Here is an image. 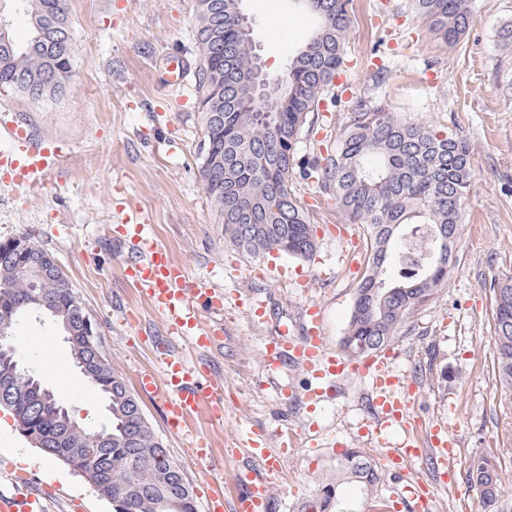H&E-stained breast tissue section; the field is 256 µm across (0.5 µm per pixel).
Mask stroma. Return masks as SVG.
I'll use <instances>...</instances> for the list:
<instances>
[{"instance_id": "35a3bbf8", "label": "stroma", "mask_w": 512, "mask_h": 512, "mask_svg": "<svg viewBox=\"0 0 512 512\" xmlns=\"http://www.w3.org/2000/svg\"><path fill=\"white\" fill-rule=\"evenodd\" d=\"M243 5L269 74H279L313 21L305 20L297 0ZM67 7L73 32L67 94L36 103L0 94V114L63 152L58 171L28 195L17 193L14 171L0 169V241L24 236L55 255L97 325L102 351L133 390L141 372L159 368L153 341L165 321L124 274L122 216L152 224L159 244L195 281L223 292L222 310L201 311L222 342L204 351L183 339L169 343L174 354L224 377L223 421L203 413L194 419L217 468L206 470L191 456L188 438L168 431L160 398L138 397L190 484L197 512H206L210 476L223 480L224 504L232 506L241 491L237 475L251 462L247 442L256 435L274 449L281 430L296 434L274 489L275 512H297L303 497L334 478V444L368 451L377 462L387 453L359 429L370 412L367 382L342 381L335 398L310 408L282 393L286 386L304 389L301 368L288 363L271 378L261 364L268 339L285 327L300 332L313 305L323 315L329 348H340L366 235L361 225L345 222L334 198L302 169L305 160L335 148L361 100L466 139L473 168L448 278L394 341L402 351L396 368L416 385L424 429L450 426L457 434L455 480L440 484L422 459L404 477L384 472L381 498L410 497L423 483L435 496L434 512H491L467 480L474 454L486 450L502 466L504 501L512 510V391H503L493 373L490 291L492 280L512 276V0H475L474 22L454 47L439 39L413 0H352L342 75L321 93L319 119L305 128L291 173L297 201L317 228V252L309 261L275 252L251 257L224 239L199 173L205 132L193 77L202 58L196 0H68ZM175 56L192 74L181 86L162 79ZM257 298L266 302L260 321L249 313ZM16 329L28 337L22 359L73 417L89 427L105 425V403L74 368L57 327L28 317ZM59 468L0 410V490L48 485V512H75L77 500L87 512H112L81 476L56 479Z\"/></svg>"}]
</instances>
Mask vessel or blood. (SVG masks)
Listing matches in <instances>:
<instances>
[{
	"label": "vessel or blood",
	"mask_w": 512,
	"mask_h": 512,
	"mask_svg": "<svg viewBox=\"0 0 512 512\" xmlns=\"http://www.w3.org/2000/svg\"><path fill=\"white\" fill-rule=\"evenodd\" d=\"M56 151L46 146H34L24 129L8 119H0V167L18 170V183L29 187L44 184L57 170ZM127 251L123 256L125 273L136 288L144 292L151 303L165 317L166 336L157 340L159 371H146L139 376L141 390L162 398L167 405V425L172 432L186 433L203 405H210L214 419L224 415V378L213 374L206 366L187 363L170 353L169 338L190 339L193 346L204 348L215 338L204 329L194 305L196 296H203L206 306L219 309L223 297L214 289H200L193 285L183 265L175 262L156 240L152 227L132 219L124 233ZM311 325L301 336H281L269 341L263 351L262 363L266 370L279 371L284 354L293 360L317 383L305 391L310 401H319L330 395L329 387L343 379L359 378L371 383L374 399L373 413L364 423V431L378 436L401 433L402 438L387 458V466L410 471L423 452L418 444L421 421L414 406L402 395L401 378L394 368L399 357L389 349L363 357L347 356L331 351L323 332V318L319 309L310 312ZM456 443L453 433L433 429V465L440 476L451 475L448 459ZM252 454L258 458V472H243L240 480L243 491L235 498L232 510L224 508V488L212 484L208 491L210 512H270L272 488L282 473L281 457L258 441L250 443ZM41 491L24 488L0 493V512H44Z\"/></svg>",
	"instance_id": "obj_1"
}]
</instances>
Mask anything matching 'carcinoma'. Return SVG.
Wrapping results in <instances>:
<instances>
[{"label":"carcinoma","instance_id":"obj_1","mask_svg":"<svg viewBox=\"0 0 512 512\" xmlns=\"http://www.w3.org/2000/svg\"><path fill=\"white\" fill-rule=\"evenodd\" d=\"M196 39L200 49L220 53L198 70L197 89L221 87L198 95L204 129L224 118V139L204 152L200 176L224 224V239L249 256L273 251L310 260L317 247L315 226L298 204L289 183L294 151L309 117L319 112V94L344 64L350 0H312L305 5L316 18L312 35L289 59L282 74L288 92L271 110L252 93L257 80L256 49L242 30L238 0H196ZM415 8L448 45L457 44L473 19L472 0H414ZM49 51L28 41L0 62V90L21 100L28 95L17 79H36L49 66ZM56 82L46 98L65 92L72 62L56 59ZM305 176L321 177L323 189L351 224L367 232L365 269L356 290L340 346L349 356H365L390 346L405 322L437 294L451 257L441 239L458 232L463 199L471 185V147L465 140L426 122L360 104L336 149L307 162ZM414 256L413 270L393 279L389 266ZM0 345L12 344L13 327L25 312L43 311L36 298L52 301L49 317L70 322L75 362L89 361L88 384L109 400V422L89 428L46 383L29 370L11 378L0 410L9 412L24 438L46 456L85 478L112 512H196L193 491L147 418L135 420L140 403L101 350L98 337L85 335V310L60 267L30 287L28 273L0 246ZM494 374L512 389V277L494 281ZM469 480L487 506L503 493L502 467L484 453L472 459ZM336 474L358 487L362 501L378 499L381 473L363 452L350 450L336 460ZM356 509L339 487L324 482L302 500L298 512Z\"/></svg>","mask_w":512,"mask_h":512}]
</instances>
